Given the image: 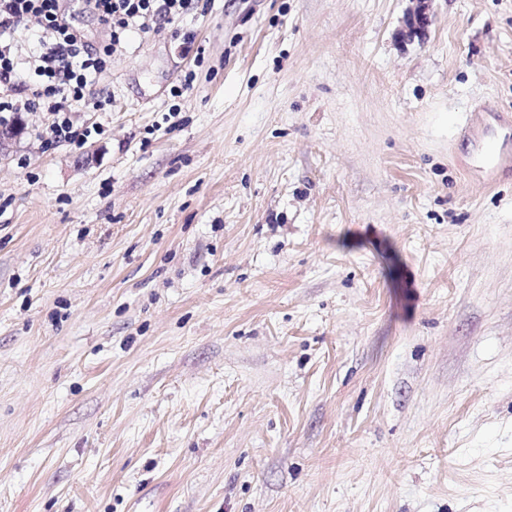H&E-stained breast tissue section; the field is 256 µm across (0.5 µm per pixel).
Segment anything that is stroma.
I'll return each mask as SVG.
<instances>
[{
	"mask_svg": "<svg viewBox=\"0 0 512 512\" xmlns=\"http://www.w3.org/2000/svg\"><path fill=\"white\" fill-rule=\"evenodd\" d=\"M213 0L0 158V512H512V0ZM190 89L173 96L175 85ZM416 2V7L407 20L406 35L410 38L423 35L433 22V14L430 8L431 0H417ZM490 117L492 122L484 124L481 132L468 125L462 131L473 140L472 153L466 159L468 170L488 181L512 160L507 154L509 144L512 145V118H505L504 114Z\"/></svg>",
	"mask_w": 512,
	"mask_h": 512,
	"instance_id": "stroma-1",
	"label": "stroma"
}]
</instances>
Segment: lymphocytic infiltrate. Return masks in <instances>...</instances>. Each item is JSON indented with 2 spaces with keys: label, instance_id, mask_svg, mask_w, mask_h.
Masks as SVG:
<instances>
[{
  "label": "lymphocytic infiltrate",
  "instance_id": "f902f5d3",
  "mask_svg": "<svg viewBox=\"0 0 512 512\" xmlns=\"http://www.w3.org/2000/svg\"><path fill=\"white\" fill-rule=\"evenodd\" d=\"M193 0H88L110 30V43L90 46L67 18L68 0H0V122L41 107L52 116L49 130L58 140L80 141L70 118L86 96L93 76L107 66L114 45L127 32L161 31L185 15ZM37 22L33 49L20 55L15 45Z\"/></svg>",
  "mask_w": 512,
  "mask_h": 512
}]
</instances>
